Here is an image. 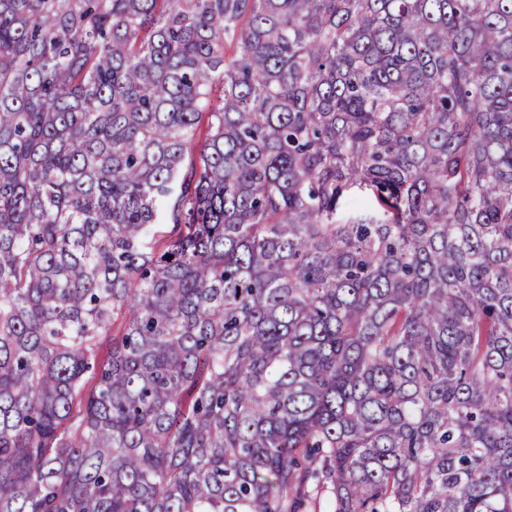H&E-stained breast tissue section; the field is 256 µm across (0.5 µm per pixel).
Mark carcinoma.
<instances>
[{"label": "carcinoma", "instance_id": "cac0c4a2", "mask_svg": "<svg viewBox=\"0 0 512 512\" xmlns=\"http://www.w3.org/2000/svg\"><path fill=\"white\" fill-rule=\"evenodd\" d=\"M324 494L512 512V0H0V512Z\"/></svg>", "mask_w": 512, "mask_h": 512}]
</instances>
